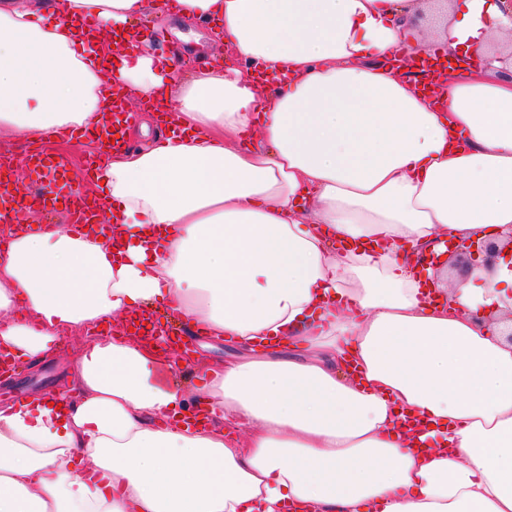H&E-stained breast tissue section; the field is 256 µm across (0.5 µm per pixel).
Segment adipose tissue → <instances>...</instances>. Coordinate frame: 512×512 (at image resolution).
<instances>
[{
  "label": "adipose tissue",
  "instance_id": "obj_1",
  "mask_svg": "<svg viewBox=\"0 0 512 512\" xmlns=\"http://www.w3.org/2000/svg\"><path fill=\"white\" fill-rule=\"evenodd\" d=\"M424 6L176 0L237 60L176 80L146 33L105 40L149 0H0V129L91 141L115 83L178 115L97 170L113 238L0 228L7 361L86 336L52 394L0 405V512H512V271L428 291L415 263L512 226V28L438 0L427 35ZM401 43L488 66L426 99L379 66ZM158 303L239 358L163 381L166 337L125 330Z\"/></svg>",
  "mask_w": 512,
  "mask_h": 512
}]
</instances>
